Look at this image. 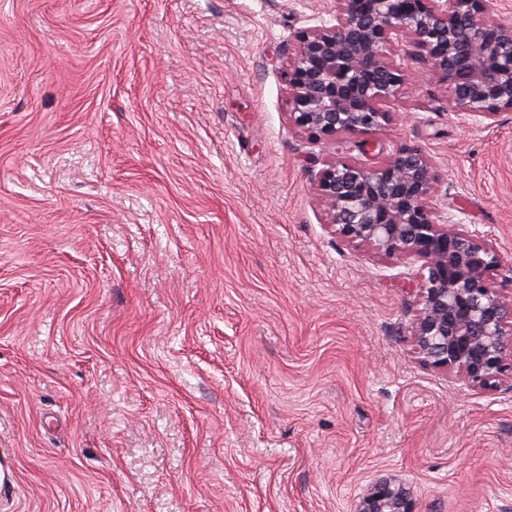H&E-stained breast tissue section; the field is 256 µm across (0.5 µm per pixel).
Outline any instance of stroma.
<instances>
[{"label":"stroma","instance_id":"stroma-1","mask_svg":"<svg viewBox=\"0 0 512 512\" xmlns=\"http://www.w3.org/2000/svg\"><path fill=\"white\" fill-rule=\"evenodd\" d=\"M334 0H0V512H512V393L409 353L414 283L325 224L288 37ZM512 256V118L407 83ZM422 121H414V114ZM418 503L401 481L380 477L358 497L354 512H419Z\"/></svg>","mask_w":512,"mask_h":512}]
</instances>
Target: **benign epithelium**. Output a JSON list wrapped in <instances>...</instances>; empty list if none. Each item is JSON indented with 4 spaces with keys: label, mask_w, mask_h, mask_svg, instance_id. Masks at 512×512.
I'll return each mask as SVG.
<instances>
[{
    "label": "benign epithelium",
    "mask_w": 512,
    "mask_h": 512,
    "mask_svg": "<svg viewBox=\"0 0 512 512\" xmlns=\"http://www.w3.org/2000/svg\"><path fill=\"white\" fill-rule=\"evenodd\" d=\"M290 38L283 72L288 122L314 144L347 137L368 152L371 136L397 125L388 104L419 59L420 79L444 89L467 126L494 128L512 113V25L490 0H336ZM313 186L325 224L355 248L416 265L413 358L465 388L512 390V259L485 224L438 210L451 194L432 156L396 146L371 163L349 152L321 162ZM354 512H419L401 481L380 477Z\"/></svg>",
    "instance_id": "1"
}]
</instances>
